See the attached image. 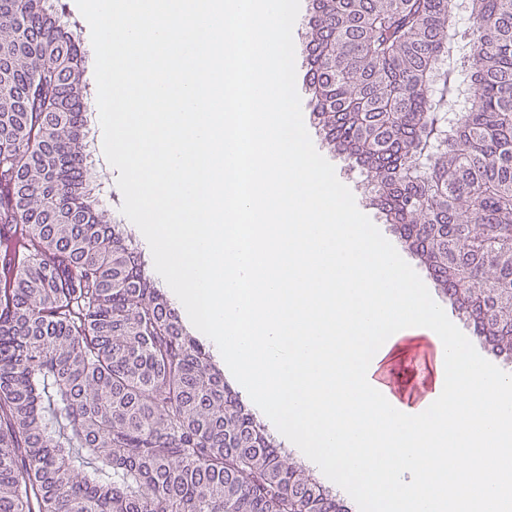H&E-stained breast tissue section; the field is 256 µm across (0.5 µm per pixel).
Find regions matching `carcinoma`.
Instances as JSON below:
<instances>
[{
	"mask_svg": "<svg viewBox=\"0 0 512 512\" xmlns=\"http://www.w3.org/2000/svg\"><path fill=\"white\" fill-rule=\"evenodd\" d=\"M49 0H0V512H348L314 490L107 219L86 52ZM326 145L474 333L512 353V0H310Z\"/></svg>",
	"mask_w": 512,
	"mask_h": 512,
	"instance_id": "cac0c4a2",
	"label": "carcinoma"
}]
</instances>
